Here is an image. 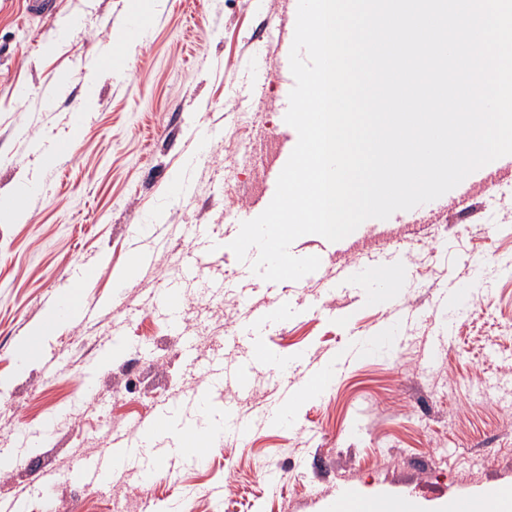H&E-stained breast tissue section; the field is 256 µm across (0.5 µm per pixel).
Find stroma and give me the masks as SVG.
<instances>
[{
	"mask_svg": "<svg viewBox=\"0 0 512 512\" xmlns=\"http://www.w3.org/2000/svg\"><path fill=\"white\" fill-rule=\"evenodd\" d=\"M296 2L57 0L47 19L28 0H0V206L20 178L38 186L26 220L0 222V456L14 460L0 472V507L18 494L38 505L44 474L56 479L58 512H113L116 498L128 512H333L345 488L445 512L461 495L512 487V216L487 223L492 206L479 195L490 182H512V163L491 162L489 173L447 192L442 208L409 210L403 223L369 219L338 242L299 237L294 256L321 254L323 268L280 293L227 250L207 270L225 280L223 295L183 283L176 331L154 311L179 256L198 246L170 225H208L231 238L239 215L257 217L274 196L273 174L298 140L284 120L295 80L277 70L292 46ZM133 14L149 28L147 41L132 36ZM73 19L77 29L60 35ZM254 49L276 75L243 96L240 63ZM203 128L213 135L198 160ZM60 142L71 150L53 176L40 149ZM184 174L190 197L168 198L170 181ZM375 255L405 275L371 304L364 293L381 283L336 280L344 268L368 269ZM472 259L482 286L457 319L438 299L452 284L472 288ZM71 290L93 317L59 326L19 369L23 341ZM280 297L287 308L267 331L272 349L313 364L383 328L394 304L409 324L390 353L359 357L326 391L301 395L290 428L216 447L204 467L161 461L144 495L135 475L101 487L79 480L80 457L137 435L155 402H180L196 420L185 393L205 378L186 360L185 341L198 357L233 361L239 352L225 348V332L248 308ZM213 399L212 418L228 402L258 414L278 404L280 387L260 368L249 392L224 386ZM50 415V440L19 447L17 434Z\"/></svg>",
	"mask_w": 512,
	"mask_h": 512,
	"instance_id": "35a3bbf8",
	"label": "stroma"
}]
</instances>
